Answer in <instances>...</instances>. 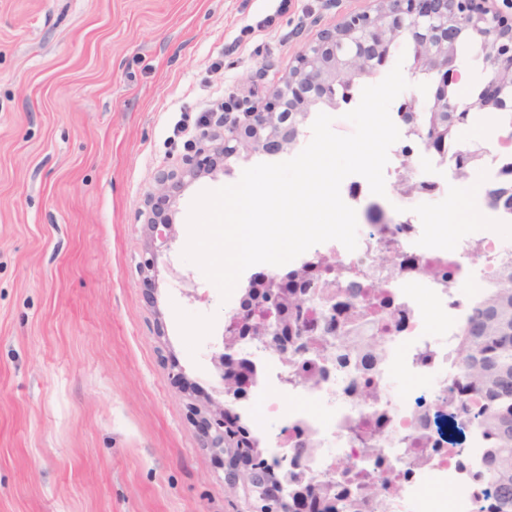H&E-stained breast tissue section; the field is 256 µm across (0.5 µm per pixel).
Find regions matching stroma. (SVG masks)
Returning <instances> with one entry per match:
<instances>
[{"instance_id":"stroma-1","label":"stroma","mask_w":512,"mask_h":512,"mask_svg":"<svg viewBox=\"0 0 512 512\" xmlns=\"http://www.w3.org/2000/svg\"><path fill=\"white\" fill-rule=\"evenodd\" d=\"M0 0V512H245L191 404L221 401L217 287L188 264L186 182L150 275L148 200L217 103H274L302 49L378 0ZM464 233L468 199L416 204Z\"/></svg>"}]
</instances>
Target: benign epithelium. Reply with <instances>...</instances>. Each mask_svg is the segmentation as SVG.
Instances as JSON below:
<instances>
[{"mask_svg":"<svg viewBox=\"0 0 512 512\" xmlns=\"http://www.w3.org/2000/svg\"><path fill=\"white\" fill-rule=\"evenodd\" d=\"M502 2L511 12L500 9L496 0H380L375 14L354 15L338 27L323 32L318 42L300 52L288 81L276 91L281 111L263 112L242 100L235 104L239 114L226 112L217 125L203 118L195 135L194 144L198 145L195 155L186 159L180 171L162 175L164 188L151 198L150 206L159 204L169 208L171 198L185 179L194 180L217 169V164L212 162L216 154L234 156L245 143L268 153L283 151L288 140L297 133V126L290 122L288 113L326 100L336 79L352 76L359 65L368 61V54L390 35L412 40L434 74V111L456 113L458 123L462 124L474 112L511 107L512 0ZM464 17L474 21L471 37L492 44L493 51L492 74L484 98L461 104L448 101V84L458 82L459 73L455 65L454 39L447 33ZM150 228L154 244L149 256L139 263L143 274L153 270L158 255L172 249L168 218H151ZM284 299H288L286 275L263 278L260 284L245 290L238 313L225 327L223 352L214 359L224 403L215 409L191 406V413L201 429L203 446L224 456L225 480L230 483L236 481V470L244 457L237 450V442L224 437V423L233 415L231 405L247 398L251 376L246 359L231 350L243 341L264 340L280 349L295 342L288 338L285 314L278 311V304ZM244 495L250 512H262L268 506L282 503L288 497V488L258 474L252 484L244 488Z\"/></svg>","mask_w":512,"mask_h":512,"instance_id":"benign-epithelium-1","label":"benign epithelium"}]
</instances>
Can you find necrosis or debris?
<instances>
[{
  "mask_svg": "<svg viewBox=\"0 0 512 512\" xmlns=\"http://www.w3.org/2000/svg\"><path fill=\"white\" fill-rule=\"evenodd\" d=\"M393 121L400 138L389 149L386 184L409 167L419 197H446L458 179L455 153L470 143L466 131L437 151L411 133L403 112ZM340 192L357 214L356 250L328 241L288 265L303 274L299 346L234 348L256 368L247 410L256 428L274 430L267 456L297 463L302 481L348 485L359 512H484L486 438L475 430L468 448L449 447L444 421L455 413L449 389L465 383L460 327L512 258V240L495 234L512 212L492 210L488 224L443 245L412 209L372 194L364 177L348 176ZM391 250L398 262L384 265ZM438 264L447 277L430 274Z\"/></svg>",
  "mask_w": 512,
  "mask_h": 512,
  "instance_id": "4bbe7bcc",
  "label": "necrosis or debris"
}]
</instances>
